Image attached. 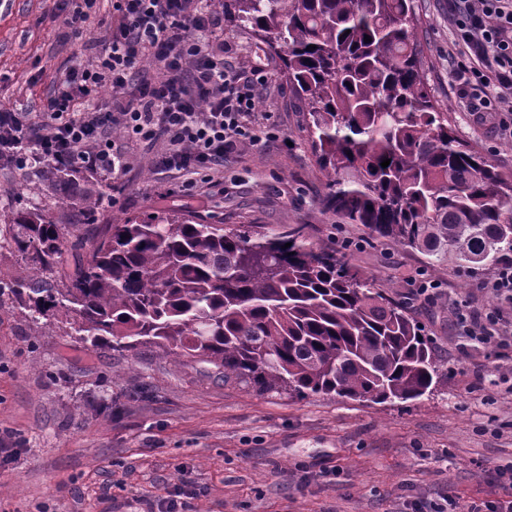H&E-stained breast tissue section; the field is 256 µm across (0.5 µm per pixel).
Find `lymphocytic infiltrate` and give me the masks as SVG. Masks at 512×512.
I'll use <instances>...</instances> for the list:
<instances>
[{
    "label": "lymphocytic infiltrate",
    "mask_w": 512,
    "mask_h": 512,
    "mask_svg": "<svg viewBox=\"0 0 512 512\" xmlns=\"http://www.w3.org/2000/svg\"><path fill=\"white\" fill-rule=\"evenodd\" d=\"M200 0H114L111 36L101 42L99 66L72 67L37 112L0 110V155L22 170H90L103 176L129 161L112 139L121 124L127 138L156 149L158 169L182 173V198L197 179L213 180L224 159L255 140L256 99L267 81L224 62V16ZM455 13L456 42L474 63L457 70L460 98L493 112L512 98V0H462ZM112 87L111 107L97 105ZM495 307L455 310L465 337L488 344L512 335L499 303H512V264L485 285Z\"/></svg>",
    "instance_id": "obj_1"
}]
</instances>
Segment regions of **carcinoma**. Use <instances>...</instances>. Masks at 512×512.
I'll return each mask as SVG.
<instances>
[{"label": "carcinoma", "instance_id": "obj_1", "mask_svg": "<svg viewBox=\"0 0 512 512\" xmlns=\"http://www.w3.org/2000/svg\"><path fill=\"white\" fill-rule=\"evenodd\" d=\"M224 14L281 55L309 115L326 208L433 269L512 262V177L460 140L432 100L414 0H224ZM44 173L56 194L88 211L102 204L70 194L65 171ZM4 230L29 278L0 279V295L70 325L87 348L153 344L176 363L300 399L404 402L439 378L431 339L406 308L336 249L304 244L298 225L269 237L181 213L127 216L80 239L85 254L60 288L48 275L68 262L66 225L32 205Z\"/></svg>", "mask_w": 512, "mask_h": 512}]
</instances>
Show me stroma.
<instances>
[{"label":"stroma","mask_w":512,"mask_h":512,"mask_svg":"<svg viewBox=\"0 0 512 512\" xmlns=\"http://www.w3.org/2000/svg\"><path fill=\"white\" fill-rule=\"evenodd\" d=\"M113 0H97L80 29L52 0H0V109L38 111L75 64L97 60ZM425 82L456 134L512 177V139L499 113L478 120L457 93L463 62L452 0H414ZM224 61L246 73L265 65L256 105L258 139L224 160L223 183L195 199L166 196L175 173L154 152L112 138L129 167L105 178L71 172L81 194L110 196L93 215L60 199L40 171L0 165V223L37 203L71 235L125 215L177 211L207 224L268 235L303 225L307 243L335 244L348 265L390 289L425 329L448 370L447 385L412 402L375 404L336 396L260 393L212 366L173 363L151 349H86L55 328L42 332L15 301H0V512H153L179 493L183 512H415L512 500V338L462 348L455 301L486 308L478 289L491 269L432 271L419 252L369 237L320 203L324 179L307 114L281 76V58L251 28L225 25ZM427 294H420V287ZM194 489L181 491L183 474Z\"/></svg>","instance_id":"obj_1"}]
</instances>
